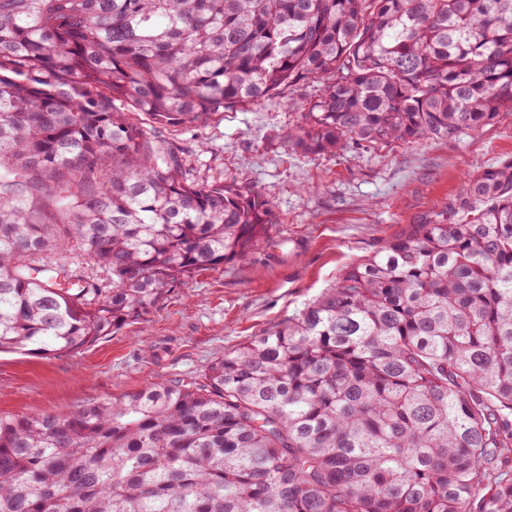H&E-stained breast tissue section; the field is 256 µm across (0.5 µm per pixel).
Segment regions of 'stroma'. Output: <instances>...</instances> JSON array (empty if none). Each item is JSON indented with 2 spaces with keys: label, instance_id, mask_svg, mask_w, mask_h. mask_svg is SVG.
I'll use <instances>...</instances> for the list:
<instances>
[{
  "label": "stroma",
  "instance_id": "1",
  "mask_svg": "<svg viewBox=\"0 0 512 512\" xmlns=\"http://www.w3.org/2000/svg\"><path fill=\"white\" fill-rule=\"evenodd\" d=\"M298 119L276 98L164 127L196 180L249 185L275 205L269 241L185 288L142 320L80 353L0 354V412L61 413L163 379L198 375L211 361L300 311L354 261L457 197L473 171L512 159V110L479 133L402 141L336 155L291 153L278 139Z\"/></svg>",
  "mask_w": 512,
  "mask_h": 512
}]
</instances>
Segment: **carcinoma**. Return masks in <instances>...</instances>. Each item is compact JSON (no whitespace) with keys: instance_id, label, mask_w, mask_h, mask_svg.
Returning <instances> with one entry per match:
<instances>
[{"instance_id":"obj_1","label":"carcinoma","mask_w":512,"mask_h":512,"mask_svg":"<svg viewBox=\"0 0 512 512\" xmlns=\"http://www.w3.org/2000/svg\"><path fill=\"white\" fill-rule=\"evenodd\" d=\"M287 88L295 152L477 133L512 0H0V353H78L269 238L157 126ZM0 512H512V160L194 377L0 412Z\"/></svg>"}]
</instances>
